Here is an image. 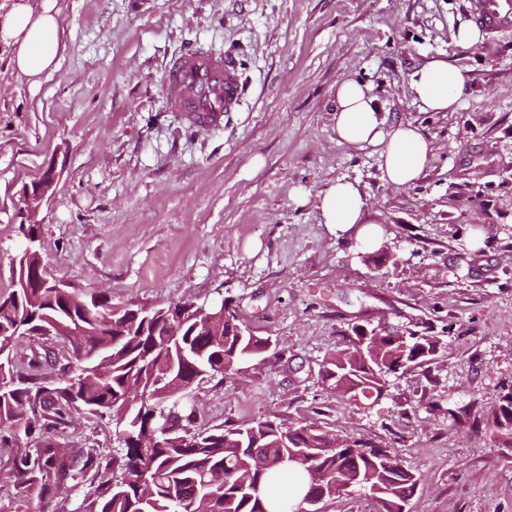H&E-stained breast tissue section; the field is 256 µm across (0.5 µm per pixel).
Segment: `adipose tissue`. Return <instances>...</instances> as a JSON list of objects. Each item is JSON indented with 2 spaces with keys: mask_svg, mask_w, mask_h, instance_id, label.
Wrapping results in <instances>:
<instances>
[{
  "mask_svg": "<svg viewBox=\"0 0 512 512\" xmlns=\"http://www.w3.org/2000/svg\"><path fill=\"white\" fill-rule=\"evenodd\" d=\"M63 31L50 6L34 8L20 0L0 22V38L11 42L13 70L30 83L56 68L64 49ZM417 101L427 112H452L469 90L466 73L442 58L421 64L411 75ZM331 126L339 144L352 150L377 148L381 179L394 187L415 183L435 155V145L411 122L393 121L377 103L373 88L356 79L336 86ZM367 200L358 185L345 180L319 199L317 208L324 223L337 232L354 233L364 247L379 244L381 228L365 218Z\"/></svg>",
  "mask_w": 512,
  "mask_h": 512,
  "instance_id": "ef3b65f1",
  "label": "adipose tissue"
}]
</instances>
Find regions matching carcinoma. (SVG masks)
I'll list each match as a JSON object with an SVG mask.
<instances>
[{
  "label": "carcinoma",
  "mask_w": 512,
  "mask_h": 512,
  "mask_svg": "<svg viewBox=\"0 0 512 512\" xmlns=\"http://www.w3.org/2000/svg\"><path fill=\"white\" fill-rule=\"evenodd\" d=\"M18 260L44 275L40 241ZM193 299L153 307L146 321L139 308L112 316L104 294L86 298L67 288H18L0 293V424L22 422L35 447L0 434V448L12 452L14 499L31 488L50 499L67 494L72 483L87 491L79 512H272L288 501L285 459L308 477L304 496L336 497V481L363 480L376 512H403L417 487L390 448L362 439L338 448L329 434L304 423L266 419L197 429L196 408L181 390L196 380L224 383L225 365L264 353L268 339L245 332L213 335L230 306ZM53 336L42 335L44 328ZM49 339L43 351L18 355L20 340ZM365 344L360 353L359 344ZM433 336L416 332L361 335L353 328L348 345L326 357L320 379L326 389L352 401L379 398L388 376L434 359ZM108 416L127 435L113 448H80L71 453L53 436L68 428L73 414ZM505 448L512 447V389L491 411Z\"/></svg>",
  "instance_id": "1"
}]
</instances>
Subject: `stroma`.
I'll use <instances>...</instances> for the list:
<instances>
[{
  "mask_svg": "<svg viewBox=\"0 0 512 512\" xmlns=\"http://www.w3.org/2000/svg\"><path fill=\"white\" fill-rule=\"evenodd\" d=\"M65 49L39 84L0 41V291L23 248L22 193L47 167L49 273L120 307L226 300L272 347L194 391L201 428L268 418L390 446L419 479L408 512H512V451L491 411L512 387V30L459 44L470 0H56ZM231 53L238 111L193 129L165 81L187 49ZM465 70L456 111H424L413 70ZM370 83L392 119L436 147L413 185L383 183L374 149L336 141L337 83ZM356 182L390 257L365 260L316 208ZM481 229L482 247L471 248ZM430 331L428 364L389 375L379 399L325 389L324 359L355 326ZM112 420L77 415L59 441L115 444Z\"/></svg>",
  "mask_w": 512,
  "mask_h": 512,
  "instance_id": "stroma-1",
  "label": "stroma"
}]
</instances>
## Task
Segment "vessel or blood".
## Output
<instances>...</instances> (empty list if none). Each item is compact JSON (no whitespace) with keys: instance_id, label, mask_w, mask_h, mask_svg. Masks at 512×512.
Wrapping results in <instances>:
<instances>
[{"instance_id":"vessel-or-blood-1","label":"vessel or blood","mask_w":512,"mask_h":512,"mask_svg":"<svg viewBox=\"0 0 512 512\" xmlns=\"http://www.w3.org/2000/svg\"><path fill=\"white\" fill-rule=\"evenodd\" d=\"M473 19L488 32L512 27V0H471ZM171 103L189 114L193 124H218L222 113L237 111L242 95L232 55L196 53L175 60L170 68Z\"/></svg>"}]
</instances>
